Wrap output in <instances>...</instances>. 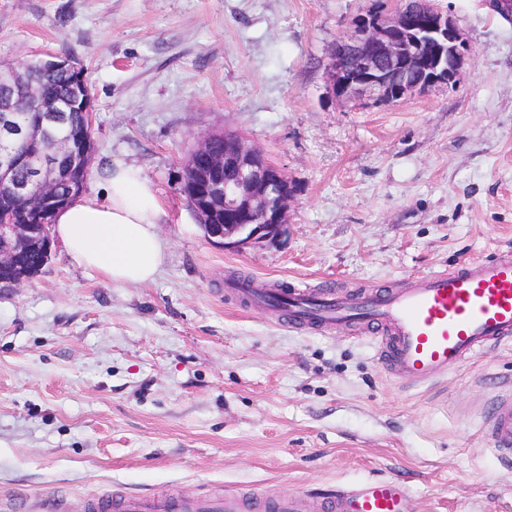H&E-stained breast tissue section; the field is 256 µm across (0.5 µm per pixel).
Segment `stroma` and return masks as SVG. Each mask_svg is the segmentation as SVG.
Masks as SVG:
<instances>
[{
	"instance_id": "35a3bbf8",
	"label": "stroma",
	"mask_w": 512,
	"mask_h": 512,
	"mask_svg": "<svg viewBox=\"0 0 512 512\" xmlns=\"http://www.w3.org/2000/svg\"><path fill=\"white\" fill-rule=\"evenodd\" d=\"M374 0H0V64L50 53L93 92L83 194L139 168L165 215L154 281L116 285L54 242L0 286V512H84L93 494L301 499L404 479L408 512H512L484 434L512 347L398 381L366 328L295 325L257 288L337 298L512 248V20L437 0L471 46L455 87L339 104L326 70ZM231 130L292 188L274 241L209 242L180 191L198 136Z\"/></svg>"
}]
</instances>
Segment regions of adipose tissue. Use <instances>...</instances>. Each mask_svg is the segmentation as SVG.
I'll use <instances>...</instances> for the list:
<instances>
[{
	"label": "adipose tissue",
	"instance_id": "1",
	"mask_svg": "<svg viewBox=\"0 0 512 512\" xmlns=\"http://www.w3.org/2000/svg\"><path fill=\"white\" fill-rule=\"evenodd\" d=\"M102 200H77L54 218V233L80 265L115 284L154 279L163 259L157 233L163 213L152 184L132 166L107 170Z\"/></svg>",
	"mask_w": 512,
	"mask_h": 512
}]
</instances>
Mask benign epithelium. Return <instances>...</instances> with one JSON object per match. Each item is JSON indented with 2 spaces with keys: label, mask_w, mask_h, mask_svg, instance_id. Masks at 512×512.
<instances>
[{
  "label": "benign epithelium",
  "mask_w": 512,
  "mask_h": 512,
  "mask_svg": "<svg viewBox=\"0 0 512 512\" xmlns=\"http://www.w3.org/2000/svg\"><path fill=\"white\" fill-rule=\"evenodd\" d=\"M469 51L436 0H422L417 11L374 7L356 15L347 36L336 43L327 88L342 103L390 104L431 86H454ZM38 64L70 73L74 94L70 100L49 98L31 86L21 104L13 94L0 93V276L11 286L37 276L17 262L20 253L38 252L49 262L52 225L43 217L81 195L94 152L92 96L81 71L67 60ZM73 111L84 122L69 126L52 147H41L59 114ZM31 112L38 118L31 119ZM217 138L224 141L220 152L213 148ZM187 166L181 191L208 240L237 250L284 231L292 198L288 178L240 134L202 135ZM61 182L64 193L58 190Z\"/></svg>",
  "instance_id": "1"
}]
</instances>
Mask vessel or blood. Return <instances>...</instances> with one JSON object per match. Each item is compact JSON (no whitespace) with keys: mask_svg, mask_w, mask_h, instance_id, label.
I'll list each match as a JSON object with an SVG mask.
<instances>
[{"mask_svg":"<svg viewBox=\"0 0 512 512\" xmlns=\"http://www.w3.org/2000/svg\"><path fill=\"white\" fill-rule=\"evenodd\" d=\"M287 302L290 320L315 326L341 322L375 324L380 360L389 374L428 383L449 366L483 350L512 343V250L488 260H469L459 270L423 275L412 287L384 295L368 293L351 304L313 288L277 289L261 300L273 307ZM504 467L512 469V392L495 396L484 425ZM406 488L380 478L334 490L325 512H403ZM292 512L289 500L267 501L260 495H228L221 500H161L94 496L87 512Z\"/></svg>","mask_w":512,"mask_h":512,"instance_id":"obj_1","label":"vessel or blood"}]
</instances>
